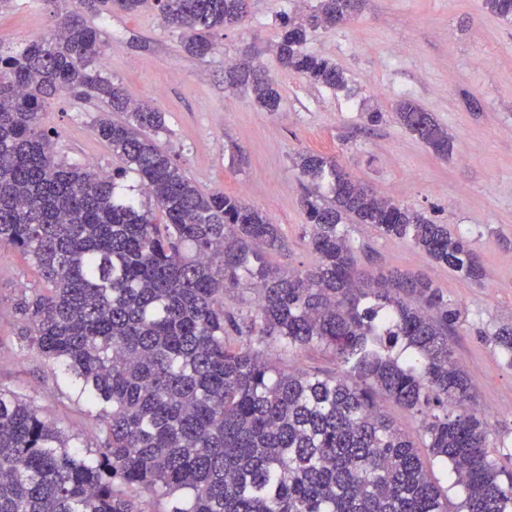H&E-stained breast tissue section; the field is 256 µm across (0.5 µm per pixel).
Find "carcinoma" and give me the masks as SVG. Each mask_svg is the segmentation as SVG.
Returning a JSON list of instances; mask_svg holds the SVG:
<instances>
[{
	"instance_id": "obj_1",
	"label": "carcinoma",
	"mask_w": 512,
	"mask_h": 512,
	"mask_svg": "<svg viewBox=\"0 0 512 512\" xmlns=\"http://www.w3.org/2000/svg\"><path fill=\"white\" fill-rule=\"evenodd\" d=\"M147 2L77 0L51 36L0 47V246L22 252L48 284L15 303L20 339L73 378L57 395L97 422L90 443L74 444L32 397L0 389V512H144L146 496L156 512H512V476L490 455L491 428L451 343L461 311L421 275L362 274L345 224L407 241L479 282L472 244L306 151L296 166L315 261L269 266L265 254L288 250L279 225L239 197L199 189L154 140L164 114L103 72L91 20ZM483 4L512 21V0ZM155 5L200 57L248 14L247 0ZM357 7L317 0L285 18L280 65L346 90L336 63L304 45ZM227 79L278 110L259 68L236 64ZM63 92L97 101L93 132L121 168L55 157L41 115ZM393 120L448 157V128L419 104L397 101ZM237 288L255 292V315L224 308ZM487 340L512 366V324ZM315 347L341 370L282 371L266 358L269 348L296 357ZM379 395L422 416L417 436L379 410ZM432 462L464 493L454 511Z\"/></svg>"
}]
</instances>
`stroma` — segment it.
Listing matches in <instances>:
<instances>
[{"label":"stroma","mask_w":512,"mask_h":512,"mask_svg":"<svg viewBox=\"0 0 512 512\" xmlns=\"http://www.w3.org/2000/svg\"><path fill=\"white\" fill-rule=\"evenodd\" d=\"M75 0H15L0 10V42L17 47L49 35L55 19ZM293 0H249L246 20L214 35L213 52L187 54L180 35L162 24L157 10L112 12L99 19L106 42L102 66L136 100L165 114L156 141L205 192L243 198L279 225L288 244L269 254L274 267L304 268L314 257L303 234L296 157L304 151L335 156L352 177L378 196L411 206L454 234L471 240L486 271L482 283L459 279L408 242L349 225L361 267L398 268L434 281L462 312L453 345L495 444L491 454L512 456V364L484 339L512 323V23L497 18L482 0H360L350 21L312 32L305 51L336 62L348 91H335L283 69L274 52L282 16ZM252 54L276 83L277 111L253 103L232 86L230 62ZM419 103L445 125L452 149L440 158L395 123L392 105ZM382 121L367 120V108ZM95 110L61 94L43 125L56 158L94 159L110 170L120 161L94 134ZM40 273L19 251L0 248V388L34 398L43 415L87 440L94 420L54 393L50 366L20 344L12 314L22 288Z\"/></svg>","instance_id":"obj_1"}]
</instances>
